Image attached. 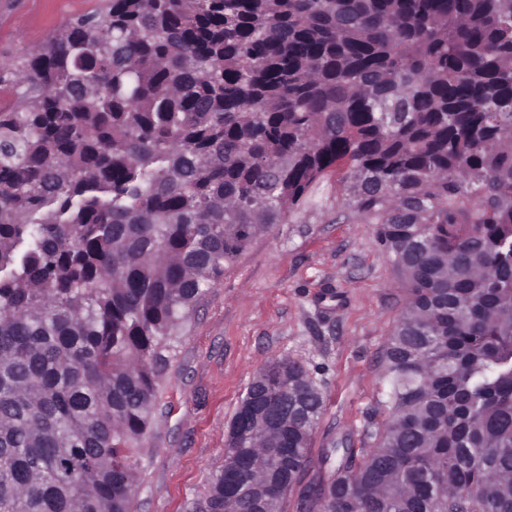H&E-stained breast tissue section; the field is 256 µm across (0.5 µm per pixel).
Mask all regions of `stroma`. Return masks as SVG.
<instances>
[{"mask_svg": "<svg viewBox=\"0 0 512 512\" xmlns=\"http://www.w3.org/2000/svg\"><path fill=\"white\" fill-rule=\"evenodd\" d=\"M105 0H0V66L42 45L68 18ZM403 295L376 226L335 177L310 188L287 223L258 236L191 313L156 391L139 456L135 512H197L223 465L242 393L290 357L325 398L313 439L319 456L380 423L382 352Z\"/></svg>", "mask_w": 512, "mask_h": 512, "instance_id": "35a3bbf8", "label": "stroma"}]
</instances>
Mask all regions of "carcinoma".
<instances>
[{
  "mask_svg": "<svg viewBox=\"0 0 512 512\" xmlns=\"http://www.w3.org/2000/svg\"><path fill=\"white\" fill-rule=\"evenodd\" d=\"M0 512H132L171 342L334 172L404 292L385 414L311 485L323 393L202 512H512V0H108L0 67ZM259 391L280 393L281 367ZM270 478L279 496L252 506Z\"/></svg>",
  "mask_w": 512,
  "mask_h": 512,
  "instance_id": "1",
  "label": "carcinoma"
}]
</instances>
